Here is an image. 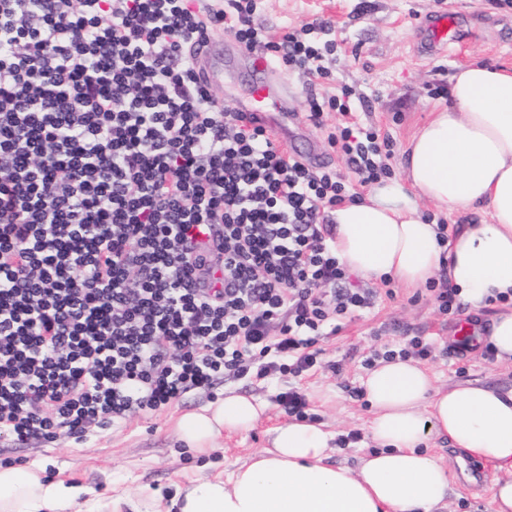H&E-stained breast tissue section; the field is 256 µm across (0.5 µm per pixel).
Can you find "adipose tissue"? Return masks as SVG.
Wrapping results in <instances>:
<instances>
[{
	"mask_svg": "<svg viewBox=\"0 0 512 512\" xmlns=\"http://www.w3.org/2000/svg\"><path fill=\"white\" fill-rule=\"evenodd\" d=\"M449 98L411 138L404 178L373 183L328 215L336 255L351 271L421 288L447 269L449 286L477 315L489 298L512 294V70L459 67ZM423 199L459 220L453 236L441 237ZM475 211L488 222L468 223ZM478 339L512 363V309L494 314ZM363 386L377 448L357 467L330 464V433L294 420L273 428L270 447L227 478L177 488L165 512H445L456 473L426 449L434 438L490 464L493 512H512V391L478 381L439 387L410 358L379 361ZM266 410L228 391L183 413L174 432L201 451L222 433L252 429ZM83 493L31 469L0 468V512H71Z\"/></svg>",
	"mask_w": 512,
	"mask_h": 512,
	"instance_id": "adipose-tissue-1",
	"label": "adipose tissue"
}]
</instances>
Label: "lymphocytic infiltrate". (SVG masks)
<instances>
[{"label": "lymphocytic infiltrate", "instance_id": "obj_1", "mask_svg": "<svg viewBox=\"0 0 512 512\" xmlns=\"http://www.w3.org/2000/svg\"><path fill=\"white\" fill-rule=\"evenodd\" d=\"M255 10L0 0L1 435H76L230 374H301L324 322L370 306L326 236L344 183L197 78L190 49L219 21L308 83L326 75L328 23L270 42ZM307 103L344 116L330 148L378 181L349 91Z\"/></svg>", "mask_w": 512, "mask_h": 512}]
</instances>
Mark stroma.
<instances>
[{
	"mask_svg": "<svg viewBox=\"0 0 512 512\" xmlns=\"http://www.w3.org/2000/svg\"><path fill=\"white\" fill-rule=\"evenodd\" d=\"M448 8L457 13L466 31L452 54L425 55L417 50L421 19L429 12ZM253 19L266 28L270 40L298 30L313 21L330 22L335 30L336 61L330 77L320 86L332 92L351 87V103L360 124L390 137L392 176L403 174V152L433 109L447 105L451 75L473 61L512 68V0H257ZM224 51L233 66L217 76L213 92L225 100L245 98L252 82L251 58L233 35H225ZM293 120L288 130L302 154L324 155L329 168L341 177L349 169L330 149L328 129L341 122L339 113L324 115L315 124L305 105V79L291 75ZM353 284L372 288L369 308L352 319L322 328L315 348L317 366L293 376L270 372L226 377L209 389L186 392L154 414H137L108 426L88 427L81 437L58 434L55 439L34 438L16 442L0 436V462L21 461L23 468H39L42 476L64 479L86 489V505L103 512H133L148 506L156 493L172 492L200 476H224L249 455L267 447L270 429L288 421L281 400L295 391L307 402L306 420L325 424L337 439L335 462L356 466L362 454L376 444L364 436L370 416L361 381L368 371L364 360L370 350H400L414 336L431 344L432 353L422 362L448 387L481 381L505 390L512 388V364L502 363L481 347H463L456 330L467 313L441 314L433 292L413 290L397 282L371 283L353 276ZM234 389L265 401L266 414L246 433H227L214 448L199 453L185 448L171 433L184 412L223 399ZM360 433L347 442L349 433ZM472 481H457L448 496V512H492L493 473L480 467Z\"/></svg>",
	"mask_w": 512,
	"mask_h": 512,
	"instance_id": "stroma-1",
	"label": "stroma"
}]
</instances>
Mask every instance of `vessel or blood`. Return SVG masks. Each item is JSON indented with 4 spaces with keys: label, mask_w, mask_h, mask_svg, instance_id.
Masks as SVG:
<instances>
[{
    "label": "vessel or blood",
    "mask_w": 512,
    "mask_h": 512,
    "mask_svg": "<svg viewBox=\"0 0 512 512\" xmlns=\"http://www.w3.org/2000/svg\"><path fill=\"white\" fill-rule=\"evenodd\" d=\"M418 48L427 54H436L452 47L457 38V18L448 10L439 9L425 16L420 24ZM196 66L204 82H211L224 69V35L215 33L207 52L196 55ZM254 78L247 100L235 102V109L252 113L262 124L277 127L287 118L292 88L280 77L277 62L266 55L254 56Z\"/></svg>",
    "instance_id": "obj_1"
}]
</instances>
